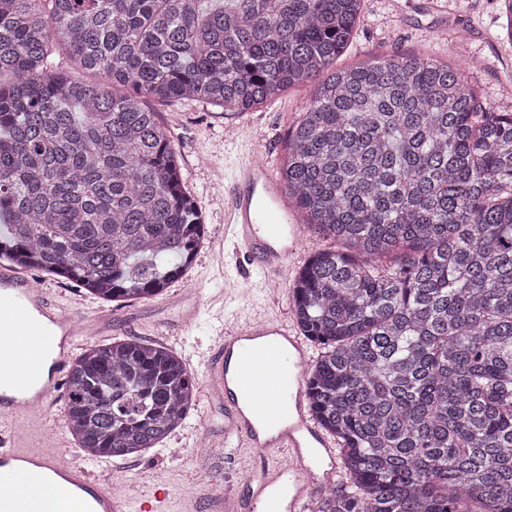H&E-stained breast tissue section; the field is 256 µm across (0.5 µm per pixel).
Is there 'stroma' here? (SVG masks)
I'll return each mask as SVG.
<instances>
[{"label": "stroma", "mask_w": 512, "mask_h": 512, "mask_svg": "<svg viewBox=\"0 0 512 512\" xmlns=\"http://www.w3.org/2000/svg\"><path fill=\"white\" fill-rule=\"evenodd\" d=\"M444 12L431 11L428 0H364L361 19L348 48L340 56L342 66L404 54H430L466 66L468 58L480 60L471 83L484 97L512 111V39L506 35L501 0H447ZM310 96L309 89H291L274 105L259 106L242 114L206 103L183 102L158 106V118L179 151L186 187L195 198L206 224V235L186 275L171 292H196L202 299L194 327L175 345L180 356L196 353L187 368L202 377L199 356L208 354L221 318L253 306L273 316H285L286 307L263 290L261 274L247 262L222 265L219 242L224 236V180L230 177L238 148L226 135L232 127H248L262 158L277 164L288 144V133ZM30 278L48 288L51 295L78 302L88 316L103 318L102 328L84 332L79 349L110 343L115 338H136L163 343L161 322L175 314L169 295L104 303L86 295L73 283L33 270ZM224 439V406L197 400L183 431L140 457L124 459L122 470L139 485L164 490L160 512H184L197 504L206 512L205 489L222 492L242 489L247 477L239 455L220 448ZM186 448L187 459L172 456Z\"/></svg>", "instance_id": "obj_1"}]
</instances>
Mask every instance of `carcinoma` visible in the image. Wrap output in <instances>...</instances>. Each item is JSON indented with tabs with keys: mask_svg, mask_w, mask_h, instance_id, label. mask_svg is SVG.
I'll list each match as a JSON object with an SVG mask.
<instances>
[{
	"mask_svg": "<svg viewBox=\"0 0 512 512\" xmlns=\"http://www.w3.org/2000/svg\"><path fill=\"white\" fill-rule=\"evenodd\" d=\"M362 2L0 0V261L160 296L205 224L148 101L241 114L309 87L277 175L331 242L290 286L344 475L315 512H512V112L429 56L335 68ZM61 49L88 77L50 70ZM66 392L77 448L128 457L182 427L198 382L124 338Z\"/></svg>",
	"mask_w": 512,
	"mask_h": 512,
	"instance_id": "cac0c4a2",
	"label": "carcinoma"
}]
</instances>
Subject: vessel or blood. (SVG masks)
I'll return each instance as SVG.
<instances>
[{
    "mask_svg": "<svg viewBox=\"0 0 512 512\" xmlns=\"http://www.w3.org/2000/svg\"><path fill=\"white\" fill-rule=\"evenodd\" d=\"M288 196L270 165L248 150L224 186V222L234 249L280 284L288 260L302 247ZM168 335L190 328L198 295L175 299ZM79 316L45 288L10 267H0V472L15 481L0 491V512H39L38 491L51 478L69 489L63 512H153V500L130 499L105 489L108 472L96 473L84 457L59 445L34 446L11 421L31 407L50 411L76 358ZM311 364L297 324L254 315L225 324L205 362L203 389L224 405V445L263 460L243 492H211L210 512H308L312 500L338 483V445L310 411L306 377ZM284 451L287 463L269 461Z\"/></svg>",
    "mask_w": 512,
    "mask_h": 512,
    "instance_id": "obj_1",
    "label": "vessel or blood"
}]
</instances>
